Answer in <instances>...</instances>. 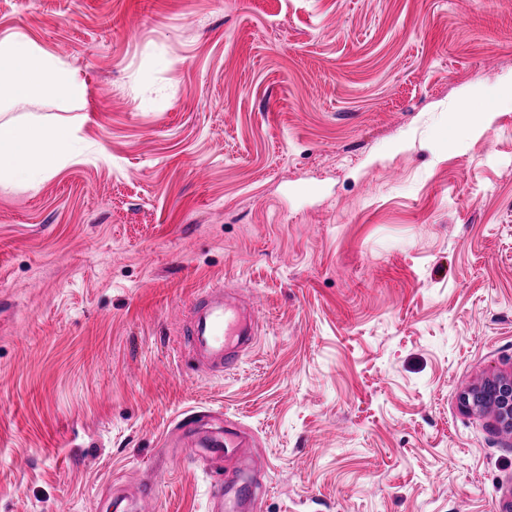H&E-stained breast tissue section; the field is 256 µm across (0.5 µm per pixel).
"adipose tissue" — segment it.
<instances>
[{
    "label": "adipose tissue",
    "instance_id": "adipose-tissue-1",
    "mask_svg": "<svg viewBox=\"0 0 512 512\" xmlns=\"http://www.w3.org/2000/svg\"><path fill=\"white\" fill-rule=\"evenodd\" d=\"M86 85L64 61L39 47L26 33L0 37V98L25 102L36 95L84 99ZM77 139L55 126L32 129L0 120V189H38L54 168L77 156Z\"/></svg>",
    "mask_w": 512,
    "mask_h": 512
}]
</instances>
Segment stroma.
Instances as JSON below:
<instances>
[{"instance_id":"obj_1","label":"stroma","mask_w":512,"mask_h":512,"mask_svg":"<svg viewBox=\"0 0 512 512\" xmlns=\"http://www.w3.org/2000/svg\"><path fill=\"white\" fill-rule=\"evenodd\" d=\"M86 81L0 104L75 131L0 191V512H208L160 440L237 424L261 512H505L512 433V0H0ZM490 119L479 122L483 108ZM243 289L236 370L182 359L194 292ZM465 409H493L512 430V378L497 377L468 389L460 396Z\"/></svg>"}]
</instances>
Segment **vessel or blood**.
Segmentation results:
<instances>
[{"label":"vessel or blood","instance_id":"vessel-or-blood-1","mask_svg":"<svg viewBox=\"0 0 512 512\" xmlns=\"http://www.w3.org/2000/svg\"><path fill=\"white\" fill-rule=\"evenodd\" d=\"M185 315L191 366L216 374L232 369L257 333L254 317L238 295L220 285L199 289ZM184 430L214 460L208 489L211 512H258L251 481L262 464L250 452V437L234 426L208 432L188 424Z\"/></svg>","mask_w":512,"mask_h":512}]
</instances>
